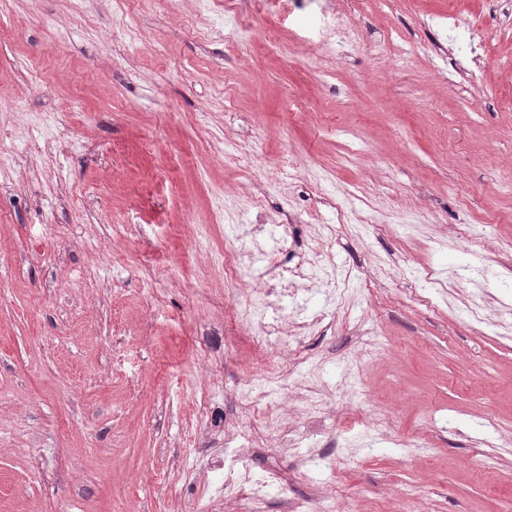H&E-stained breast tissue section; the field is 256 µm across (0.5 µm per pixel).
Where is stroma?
I'll return each mask as SVG.
<instances>
[{"mask_svg": "<svg viewBox=\"0 0 512 512\" xmlns=\"http://www.w3.org/2000/svg\"><path fill=\"white\" fill-rule=\"evenodd\" d=\"M324 6L360 30L337 55L300 25ZM450 17L483 40L478 85ZM249 22L235 44L220 2L0 0V512H224L228 425L284 470L272 498L307 492L239 395L299 347L330 406L322 480L357 512L409 483L415 512H512V9L288 0ZM257 201L321 220L258 224Z\"/></svg>", "mask_w": 512, "mask_h": 512, "instance_id": "1", "label": "stroma"}]
</instances>
